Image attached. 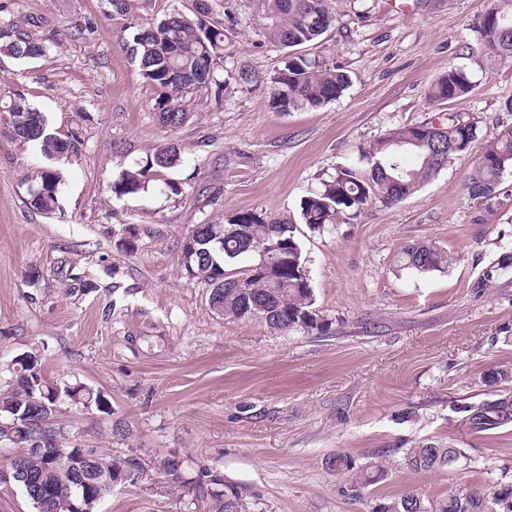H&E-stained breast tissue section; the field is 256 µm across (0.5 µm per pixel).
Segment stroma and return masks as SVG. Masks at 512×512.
<instances>
[{"label": "stroma", "instance_id": "stroma-1", "mask_svg": "<svg viewBox=\"0 0 512 512\" xmlns=\"http://www.w3.org/2000/svg\"><path fill=\"white\" fill-rule=\"evenodd\" d=\"M229 2L239 23L224 87L198 94L186 123L169 129L108 0H0V23L36 24L48 47L32 59L0 54V389L15 357L36 351L51 381L101 391L109 413L66 401L56 422L71 443L138 462V480L114 487L104 512H208L187 487L202 470L241 493L249 512H371L409 491L436 501L459 486L489 495L512 478V430L468 434L450 404L482 395L488 371L512 366V266L497 265L512 254V173L489 210L466 199L470 154L398 204L369 205L322 232L302 224L300 205L388 130L468 113L483 144L512 125V60L490 57L473 30L494 0H410L403 11L333 0L335 26L304 52L341 68L350 86L293 112L267 104L266 80L287 49L263 37L256 0ZM454 66L473 90L431 104L429 87ZM242 67L256 82H240ZM18 96L74 150L51 160L8 137ZM161 145L182 163L156 179L178 182L180 195L108 191ZM48 168L63 188L44 214L28 192ZM240 210L297 225L333 334H277L212 309L182 245L195 225ZM423 240L456 263L444 273L398 267L401 247ZM483 277L488 287L477 288ZM422 442L453 444L471 461L414 472L391 459L387 478L357 500L331 465ZM168 456L181 460L182 482L160 470Z\"/></svg>", "mask_w": 512, "mask_h": 512}]
</instances>
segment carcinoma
<instances>
[{
  "mask_svg": "<svg viewBox=\"0 0 512 512\" xmlns=\"http://www.w3.org/2000/svg\"><path fill=\"white\" fill-rule=\"evenodd\" d=\"M266 24L263 36L290 49L284 65L268 81L269 106L278 112L318 109L339 98L349 87L350 77L301 52L335 25L330 0H260ZM224 19L206 21L189 18L179 11L139 28L132 42L124 43L139 75L155 87L158 95L153 112L167 128L183 125L188 106L196 95L223 81L217 65L229 57L228 31L237 25L229 3H223ZM476 33L491 53L512 58V11L490 8L478 21ZM42 39L18 25L0 24V53L17 59L45 53ZM473 82L462 67H450L428 90L433 102H446L469 94ZM9 135L33 142L42 154L54 159L75 144L48 131L45 117L24 98L10 102ZM478 137V121L470 116L450 114L440 128L429 121L390 130L362 152V169L344 166L336 170L322 188L301 205V220L309 229L321 231L357 217L372 203L395 204L413 194L435 177L451 160L469 151ZM180 155L173 147L146 156L123 170L110 186L117 197L149 191L153 175L177 166ZM512 171V126L502 127L476 158L464 183L467 199L475 206H491L497 198L503 175ZM62 177L46 169L40 186L30 192L29 204L42 213L59 205ZM224 227V241L204 228L194 232L192 244L183 245L185 270L189 277L210 288L209 300L215 310L237 319L259 318L277 333L323 336L333 321L315 307L307 258L297 236V227L286 220L253 210L230 215ZM276 243L287 259L263 273L256 269L258 249ZM405 269L418 273L444 272L455 257L430 241L405 245L398 254ZM13 377L0 391V445L13 450L17 468L12 480L23 492L34 512H71L67 497L78 495L84 512H103L102 503L120 482L138 479L139 470L131 458L87 457L83 449L69 445V437L56 427L61 396L85 408L104 409L101 393L86 386H65L43 376L39 356L23 353L13 362ZM483 385L492 388L476 402H456L460 425L469 434H488L512 428V367H501L485 375ZM403 453L402 464L414 471L454 470L465 459L461 448H442L425 443L400 450L384 448L376 460L358 466L347 456L336 455V470L347 474V491H360L387 476L385 462ZM221 479L207 471L192 482V489L212 501V512H246L242 495H227L219 489ZM373 512H512V481L492 492V505L466 488L448 493L433 504L415 493H407Z\"/></svg>",
  "mask_w": 512,
  "mask_h": 512,
  "instance_id": "obj_1",
  "label": "carcinoma"
}]
</instances>
